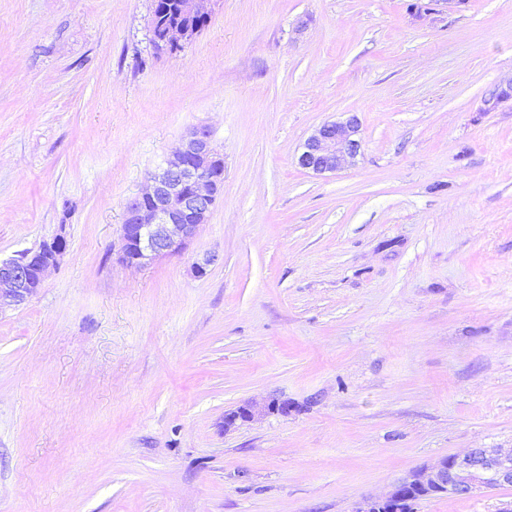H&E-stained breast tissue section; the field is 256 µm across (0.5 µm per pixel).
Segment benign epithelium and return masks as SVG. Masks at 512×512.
Masks as SVG:
<instances>
[{
  "label": "benign epithelium",
  "instance_id": "1",
  "mask_svg": "<svg viewBox=\"0 0 512 512\" xmlns=\"http://www.w3.org/2000/svg\"><path fill=\"white\" fill-rule=\"evenodd\" d=\"M217 0H179L180 19L151 26L154 48L182 51L200 34V23L211 20ZM512 97V82L484 99L483 111L496 110ZM361 124L355 114L321 124L297 156L299 167L316 175L334 173L361 151ZM224 189V161L210 130L195 126L186 131L179 148L147 177L146 187L129 199L121 224L120 258L142 266L155 258L183 252L206 223L216 198ZM67 250L65 225L38 248L0 261V311L29 299L46 274L57 267ZM512 485V448H470L423 465L395 482L383 496L369 498L355 512H372L380 503L395 502L407 490H448L451 495H472L487 484Z\"/></svg>",
  "mask_w": 512,
  "mask_h": 512
}]
</instances>
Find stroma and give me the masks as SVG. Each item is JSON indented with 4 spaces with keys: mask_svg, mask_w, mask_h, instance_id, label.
Instances as JSON below:
<instances>
[{
    "mask_svg": "<svg viewBox=\"0 0 512 512\" xmlns=\"http://www.w3.org/2000/svg\"><path fill=\"white\" fill-rule=\"evenodd\" d=\"M0 0V259L68 248L0 312V512H354L512 448V0ZM354 112L363 151L296 157ZM207 126L224 191L179 255L120 261L129 198ZM217 262L205 276L193 263ZM291 413L225 427L249 401ZM413 512H512V486ZM177 8L181 19L161 25L169 18V11L160 22V34L154 26L158 10V0L151 4L152 25L150 28V41L154 48L169 53L182 51L200 34V23L211 20L214 4L217 0H178Z\"/></svg>",
    "mask_w": 512,
    "mask_h": 512,
    "instance_id": "obj_1",
    "label": "stroma"
}]
</instances>
